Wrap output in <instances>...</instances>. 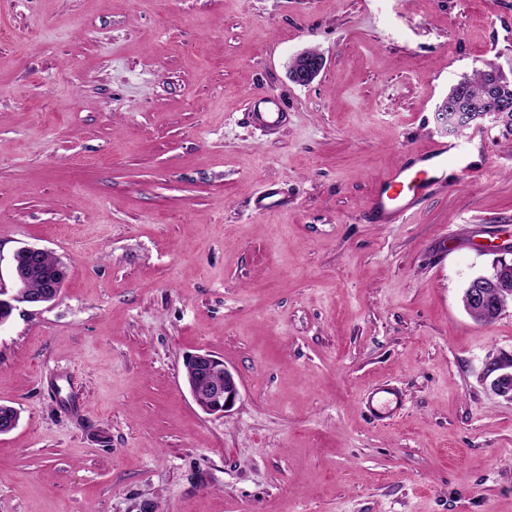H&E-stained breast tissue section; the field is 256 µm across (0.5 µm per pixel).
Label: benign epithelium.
<instances>
[{
    "label": "benign epithelium",
    "instance_id": "benign-epithelium-1",
    "mask_svg": "<svg viewBox=\"0 0 512 512\" xmlns=\"http://www.w3.org/2000/svg\"><path fill=\"white\" fill-rule=\"evenodd\" d=\"M325 66L324 57L316 51H305L294 58L290 76L302 86L311 84ZM504 109L498 100L488 95L479 104H465L448 95L440 103L436 111V121L444 132L452 134L459 126H480L485 121L499 122ZM493 275L488 278L491 287L497 289L493 297L487 296L482 288L471 287L463 294L466 309L479 308L487 316L488 322L495 321L512 304V260L500 258L493 263ZM30 271L25 267L12 269V283L16 291L9 292L0 286V304L15 305L21 299L20 283L26 281ZM195 380L190 382L189 390L194 401L202 400L204 411L210 415L224 416L235 407L240 400L239 375L230 370L224 361L210 352H197L190 355ZM498 371L492 380V387L501 395L512 397V361L495 367Z\"/></svg>",
    "mask_w": 512,
    "mask_h": 512
}]
</instances>
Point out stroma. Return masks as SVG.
<instances>
[{
    "label": "stroma",
    "instance_id": "stroma-1",
    "mask_svg": "<svg viewBox=\"0 0 512 512\" xmlns=\"http://www.w3.org/2000/svg\"><path fill=\"white\" fill-rule=\"evenodd\" d=\"M490 66L512 0H0V283L26 246L67 273L0 326V512H512V308L461 300L512 246V131L407 222L366 213ZM270 181L288 206L257 213ZM198 351L240 377L227 416L184 383ZM325 66L324 57L317 51H305L294 58L290 76L299 85L311 84ZM450 90H452L455 97L460 100L476 101L482 99L487 92V77L485 71H478L470 77H464ZM246 106L247 116L266 129H277L288 120V112L274 96L248 97Z\"/></svg>",
    "mask_w": 512,
    "mask_h": 512
}]
</instances>
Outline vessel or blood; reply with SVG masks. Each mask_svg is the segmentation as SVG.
<instances>
[{
  "label": "vessel or blood",
  "mask_w": 512,
  "mask_h": 512,
  "mask_svg": "<svg viewBox=\"0 0 512 512\" xmlns=\"http://www.w3.org/2000/svg\"><path fill=\"white\" fill-rule=\"evenodd\" d=\"M248 117L259 126L274 130L288 120L282 102L273 96L251 97L246 102ZM478 131L460 142L436 141L427 148L412 152L405 161L394 166L376 182L367 206L376 223L394 224L410 217L417 205L440 185L448 169L471 174L466 157L475 142L483 140ZM288 200L277 183H267L254 200L256 211L287 207Z\"/></svg>",
  "instance_id": "b4317fda"
}]
</instances>
